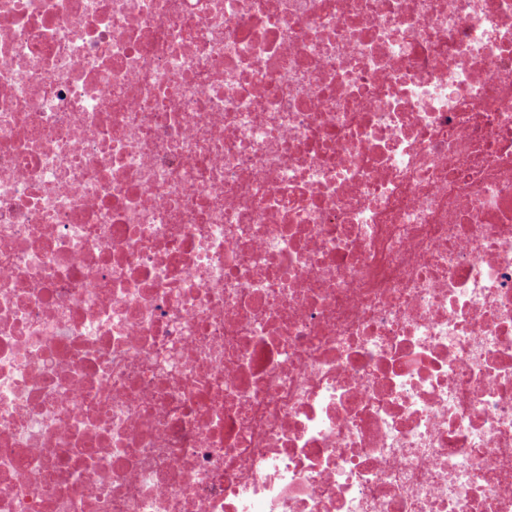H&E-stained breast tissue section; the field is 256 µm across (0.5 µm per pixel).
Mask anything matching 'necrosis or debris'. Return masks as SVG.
Returning <instances> with one entry per match:
<instances>
[{
  "mask_svg": "<svg viewBox=\"0 0 512 512\" xmlns=\"http://www.w3.org/2000/svg\"><path fill=\"white\" fill-rule=\"evenodd\" d=\"M0 512H512V0H0Z\"/></svg>",
  "mask_w": 512,
  "mask_h": 512,
  "instance_id": "obj_1",
  "label": "necrosis or debris"
}]
</instances>
